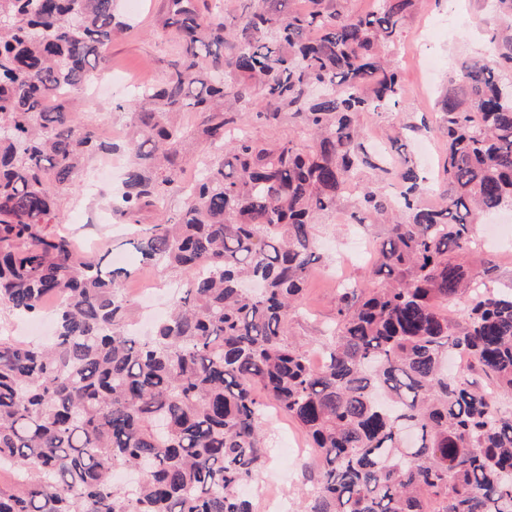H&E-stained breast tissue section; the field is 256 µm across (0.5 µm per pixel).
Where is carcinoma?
Instances as JSON below:
<instances>
[{"label": "carcinoma", "instance_id": "obj_1", "mask_svg": "<svg viewBox=\"0 0 512 512\" xmlns=\"http://www.w3.org/2000/svg\"><path fill=\"white\" fill-rule=\"evenodd\" d=\"M494 2L504 27L439 102L448 195L428 207L422 169L401 155L392 171L358 123L402 103L393 51L413 0L364 14L241 0L230 20L166 0L181 51L161 85L116 104L132 111L120 144L73 117L126 26L117 0H0V304L35 317L60 299L50 342L0 336V469L25 486L0 489V512H253L242 487L265 463L268 400L315 454L303 512H512V288L489 286L493 256L478 273L468 261L480 215L512 207V0ZM187 111L217 153L177 217L137 241L142 266L184 276L143 336L131 271L50 226L100 151L127 157L114 211L138 224L164 210L189 163ZM244 112H287L310 144L231 135ZM393 172L397 199L381 185ZM355 180L351 218L386 223L382 280L340 289L316 367L290 315L319 259L316 219ZM453 355L472 364L450 370Z\"/></svg>", "mask_w": 512, "mask_h": 512}]
</instances>
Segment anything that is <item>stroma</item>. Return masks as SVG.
<instances>
[{"label":"stroma","mask_w":512,"mask_h":512,"mask_svg":"<svg viewBox=\"0 0 512 512\" xmlns=\"http://www.w3.org/2000/svg\"><path fill=\"white\" fill-rule=\"evenodd\" d=\"M118 7L130 19L132 28L113 36L106 45L109 67L100 71L89 91V100L84 101L77 115L84 124L111 123L116 134L126 131L131 121L130 113L120 109L119 104L126 101L132 91L117 89L114 73L123 74L131 84H158L179 49L177 41L162 26L165 0H137L133 7L128 0H118ZM499 25L500 19L487 0H415L395 53L405 85L403 102L392 112L361 114L359 123L367 135L388 142L402 124L427 117L430 130L426 137L432 142L431 154H418L412 140L405 142L403 150L411 154L430 177H437L445 140L439 130L441 114L435 103L447 92L449 84H462L459 60L483 53ZM101 162V157L91 158L81 185L60 200V222L56 230L72 236L81 250L115 258L119 265L132 269L133 275L126 281L125 288L133 306H140L142 291L154 285L160 288L157 306H166L179 288L178 275L140 266L134 243L144 228L163 217L178 214L183 195L175 193L165 212L143 211L137 224L125 223L117 216L111 223H97L99 212L111 210L117 184L116 177L99 175ZM353 209V201H345L340 209L325 215L317 224L320 259L313 266L290 328L294 343L316 356L323 355L331 339L336 323V292L342 282L349 280L370 288L379 282L372 256L360 255L356 240L364 238V245L373 246L376 238L382 236L384 227L378 224L365 229L351 223ZM264 431L269 452L262 478L275 481L287 506L298 507L305 489L301 461L287 453L286 447L302 445L303 433L272 405L264 414Z\"/></svg>","instance_id":"obj_1"}]
</instances>
